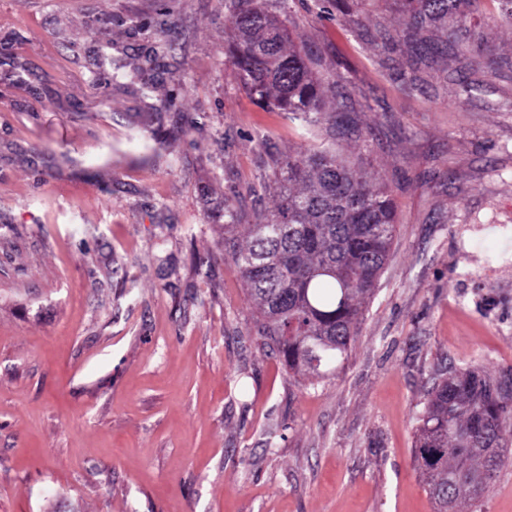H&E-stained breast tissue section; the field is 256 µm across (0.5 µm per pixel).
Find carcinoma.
Returning a JSON list of instances; mask_svg holds the SVG:
<instances>
[{
    "instance_id": "cac0c4a2",
    "label": "carcinoma",
    "mask_w": 512,
    "mask_h": 512,
    "mask_svg": "<svg viewBox=\"0 0 512 512\" xmlns=\"http://www.w3.org/2000/svg\"><path fill=\"white\" fill-rule=\"evenodd\" d=\"M233 14L226 54L236 84L272 112H288L312 125L325 120L330 137L351 139L361 130L348 117L351 93L343 77L325 80L323 57L306 51L281 18L283 0H227ZM389 22L372 23L375 45L404 42V65L418 88V73L448 60L478 72L509 62L488 49L468 59L464 27L478 0H392ZM357 27L364 18L346 0H313ZM279 202L255 211L248 240L232 234L244 214L224 198V248L241 273L258 317L263 345L295 375L328 377L348 357L363 309L385 270L396 232L389 187L353 164L335 143L302 148L278 162ZM512 428V390L466 371L434 380L419 419L415 461L428 482L435 512H463L512 459L504 433Z\"/></svg>"
}]
</instances>
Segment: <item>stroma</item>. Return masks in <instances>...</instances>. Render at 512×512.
Wrapping results in <instances>:
<instances>
[{
    "mask_svg": "<svg viewBox=\"0 0 512 512\" xmlns=\"http://www.w3.org/2000/svg\"><path fill=\"white\" fill-rule=\"evenodd\" d=\"M283 13L350 82L362 136L338 145L397 224L319 380L257 335L221 212L271 208L278 160L329 129L237 86L226 0H0V512H434L433 377L512 387V64L408 95L400 47ZM471 30L512 61L498 0Z\"/></svg>",
    "mask_w": 512,
    "mask_h": 512,
    "instance_id": "stroma-1",
    "label": "stroma"
}]
</instances>
